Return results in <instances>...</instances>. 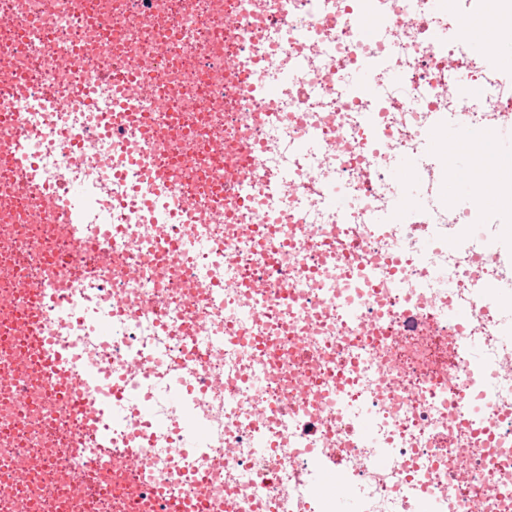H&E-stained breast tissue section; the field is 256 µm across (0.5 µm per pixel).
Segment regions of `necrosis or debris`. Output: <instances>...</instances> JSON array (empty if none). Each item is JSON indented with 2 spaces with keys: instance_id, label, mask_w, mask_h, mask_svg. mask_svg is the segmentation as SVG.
I'll return each mask as SVG.
<instances>
[{
  "instance_id": "necrosis-or-debris-1",
  "label": "necrosis or debris",
  "mask_w": 512,
  "mask_h": 512,
  "mask_svg": "<svg viewBox=\"0 0 512 512\" xmlns=\"http://www.w3.org/2000/svg\"><path fill=\"white\" fill-rule=\"evenodd\" d=\"M430 2L0 0V263L36 287L0 276V325L34 304L50 327L37 358L0 345V467L27 464L0 484V512L19 495L34 512H144L160 493L208 512H336L340 488L358 512L426 499L432 512H512V294L499 289L512 283V215L436 192L438 127L490 131L512 113V74L471 58L456 31L477 0ZM164 43L153 89L125 94L127 64ZM71 54L80 67L62 68ZM270 57L277 92L255 82L227 97ZM364 70L370 94L351 80ZM34 83L86 86L93 103L57 109ZM67 131L96 167L61 148ZM399 155L416 158L428 203L387 222ZM19 166L53 204L11 193ZM157 166L179 196L114 210ZM198 195L223 223H183L181 197ZM72 204L77 235L62 222ZM174 361L176 404L154 380ZM116 386L120 420L106 408ZM191 432L196 450L179 453ZM134 450L120 486L71 493Z\"/></svg>"
}]
</instances>
